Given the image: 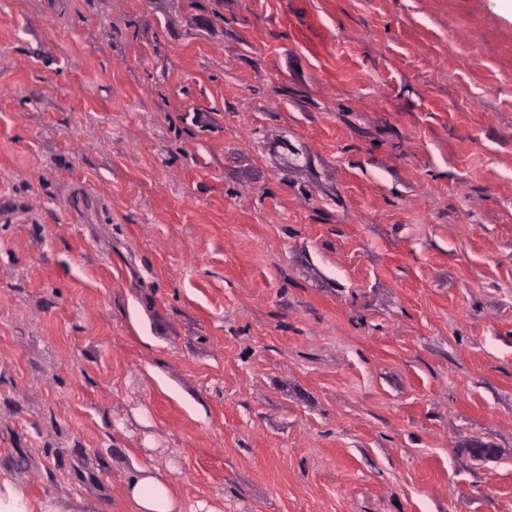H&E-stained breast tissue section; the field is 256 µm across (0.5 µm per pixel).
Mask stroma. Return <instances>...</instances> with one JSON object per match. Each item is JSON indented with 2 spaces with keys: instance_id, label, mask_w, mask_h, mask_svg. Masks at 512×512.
I'll use <instances>...</instances> for the list:
<instances>
[{
  "instance_id": "35a3bbf8",
  "label": "stroma",
  "mask_w": 512,
  "mask_h": 512,
  "mask_svg": "<svg viewBox=\"0 0 512 512\" xmlns=\"http://www.w3.org/2000/svg\"><path fill=\"white\" fill-rule=\"evenodd\" d=\"M136 463L512 512V0H0V470Z\"/></svg>"
}]
</instances>
